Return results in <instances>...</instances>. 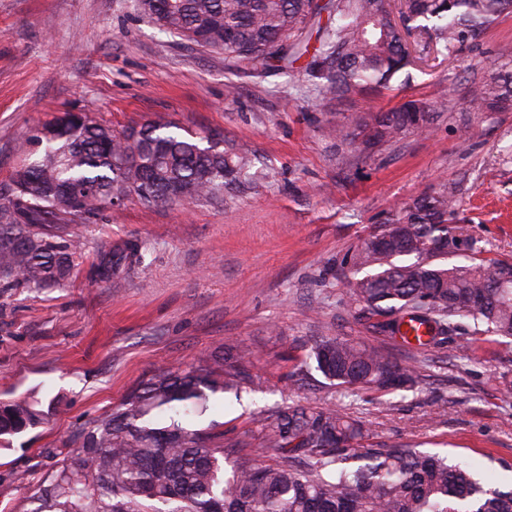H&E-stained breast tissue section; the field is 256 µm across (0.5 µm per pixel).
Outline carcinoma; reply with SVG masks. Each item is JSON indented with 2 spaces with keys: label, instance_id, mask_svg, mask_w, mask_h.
<instances>
[{
  "label": "carcinoma",
  "instance_id": "carcinoma-1",
  "mask_svg": "<svg viewBox=\"0 0 512 512\" xmlns=\"http://www.w3.org/2000/svg\"><path fill=\"white\" fill-rule=\"evenodd\" d=\"M404 29L390 17L391 0H160L159 28L207 50L224 53L229 69L271 67L304 76L323 99L389 88L411 65L402 31L448 51L474 43L512 0H399ZM328 22L315 44L305 40L322 12ZM506 112L512 108V54L504 53L467 94L448 105L409 100L388 111L367 110L351 126L343 117L328 135L365 146L422 130L431 113ZM205 138L181 136L150 122L116 131L81 115L33 126L22 144L27 162L0 189V294L49 288L70 274L83 243L69 228L91 223L114 200L145 206L181 205L179 185L193 199H217L251 167ZM459 186L443 185L398 208L363 236L343 265L361 278L346 283L349 306L374 332L440 348L448 335L466 336L464 350L494 338L512 344V262L478 259L481 248L464 224L453 223ZM140 261L130 243L100 258L96 275L112 278ZM368 403L415 390L420 367L388 348L339 336L312 340L301 366ZM260 385L251 354L214 367L203 357L189 371L143 379L111 412L85 427L68 452L31 489L30 512H512V489L481 479L468 466L408 443L363 446L362 424L332 408L282 407L262 419L272 462L250 455L230 459L224 444L187 428L183 418L209 395ZM38 403H0V439L45 420Z\"/></svg>",
  "mask_w": 512,
  "mask_h": 512
}]
</instances>
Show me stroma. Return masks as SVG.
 <instances>
[{"label":"stroma","instance_id":"stroma-1","mask_svg":"<svg viewBox=\"0 0 512 512\" xmlns=\"http://www.w3.org/2000/svg\"><path fill=\"white\" fill-rule=\"evenodd\" d=\"M505 48L512 14L478 42L423 53L388 90L321 100L301 77L228 71L223 55L162 33L137 0H0V187L33 125L80 109L116 130L161 120L218 134L252 161L220 201L114 206L79 226L84 252L63 286L0 295V402L26 396L49 408L0 449V512H27L61 452L145 376L240 348L261 387L217 394L189 428L256 457L255 417L286 404L333 408L376 439L449 455L511 487L501 464L512 463V388L502 381L512 345H485L477 360L456 335L431 352L396 346L427 380L380 404L340 396L315 369L295 371L318 336L383 344L347 304L341 263L416 197L461 185L458 217L483 258H512V112H442L425 131L367 151L325 132L337 114L429 100L440 86L462 97ZM130 242L144 263L98 281L100 252Z\"/></svg>","mask_w":512,"mask_h":512}]
</instances>
